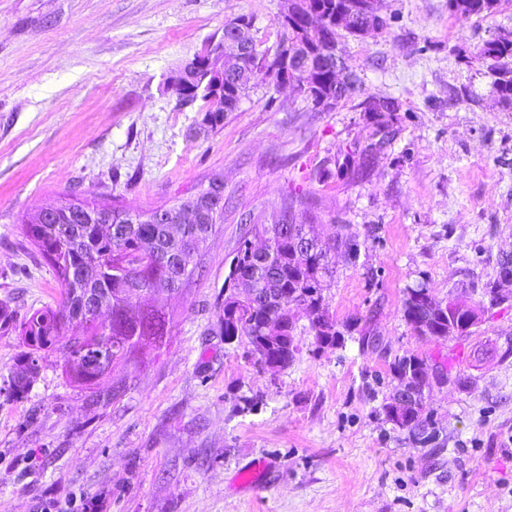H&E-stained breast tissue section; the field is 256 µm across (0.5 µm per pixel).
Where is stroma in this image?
<instances>
[{"instance_id":"stroma-1","label":"stroma","mask_w":512,"mask_h":512,"mask_svg":"<svg viewBox=\"0 0 512 512\" xmlns=\"http://www.w3.org/2000/svg\"><path fill=\"white\" fill-rule=\"evenodd\" d=\"M387 26L339 49L362 95L316 110L261 82L210 129L172 75L254 18L275 49L283 0H0V303L16 318L61 289L23 241V218L75 189L142 211L224 182V221L164 299L168 342L140 350L103 402L44 355L25 396L8 387L20 347L0 335V512H512V302L486 308L472 336L444 342L402 316L408 289L471 295L512 255V108L501 106L476 45L512 33V0L461 19L448 0H380ZM382 148L345 175L348 152ZM289 196L318 202L322 235L356 225L357 260L337 255L326 299L381 347L301 351L259 370L225 344L224 278L249 217L270 222ZM453 358L471 384L434 388L430 439L414 443L381 410L394 356Z\"/></svg>"}]
</instances>
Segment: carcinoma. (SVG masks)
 Segmentation results:
<instances>
[{"instance_id":"obj_1","label":"carcinoma","mask_w":512,"mask_h":512,"mask_svg":"<svg viewBox=\"0 0 512 512\" xmlns=\"http://www.w3.org/2000/svg\"><path fill=\"white\" fill-rule=\"evenodd\" d=\"M494 5L488 0H468L460 17L469 18L490 13ZM248 76L242 90L264 82H278L280 70L275 59L259 52L256 31L248 32ZM475 54L489 62L493 77L492 87L502 102L512 104V40L499 37L483 42ZM321 82L318 92L327 94L336 86V68L329 59L319 64ZM198 93L188 97L174 89L184 104L214 100L216 90L224 92V111L212 114L213 126L224 121V113L238 109V96L222 86L215 88L205 74L197 78ZM279 213L288 214L289 224L252 225L251 231L267 242L270 263L263 265L251 252L249 241L239 246L230 262L224 287L241 288L244 300L227 294L224 296V343L231 345L246 340L259 354L256 364L278 370L290 365L300 352L297 340L298 318L293 308L309 311L321 309L323 322H310V330L320 348H339L346 338L356 331L353 321L342 325L329 312L325 291L333 279L331 256L343 252L357 255L360 233L351 224H342L332 238L318 241L313 253L303 250L301 232L311 227L316 215L304 197L292 196L281 201ZM224 211H206L199 224H189L183 231L181 242L170 235L168 224H109L105 220H89L78 224L93 242L89 247L78 243L71 236L64 238L58 224H37L35 217L23 221L20 234L32 246L44 263L52 270L62 288L61 299L55 305L35 309L20 321L0 305V331L16 333L21 352L18 363L22 372L13 376L11 394L24 396L38 373L33 361L42 359L45 352L58 354L67 378L88 390H94L98 381L106 377L101 370L97 353L104 350L110 356V368L133 359L146 345L156 349L166 343L169 336L167 314L162 306L147 307L143 299L155 300L179 292L194 276V258L206 248L215 226ZM96 260L99 267L112 270L105 273L86 274L82 288L112 289V304L97 323L86 327L84 335H67L66 323L71 321L70 288L89 260ZM512 275V257L500 258L496 276L483 286L489 302L498 301L496 288L502 279ZM403 318L412 327L421 320L430 326V336L445 341L450 338L446 312L436 306V296L424 287L411 288L403 304ZM435 368L428 359L415 354L394 357L390 370L400 381L410 374L417 388H432L428 382L429 371ZM399 426L419 438L432 427L430 414L424 410V398L419 397L404 407L398 418Z\"/></svg>"}]
</instances>
